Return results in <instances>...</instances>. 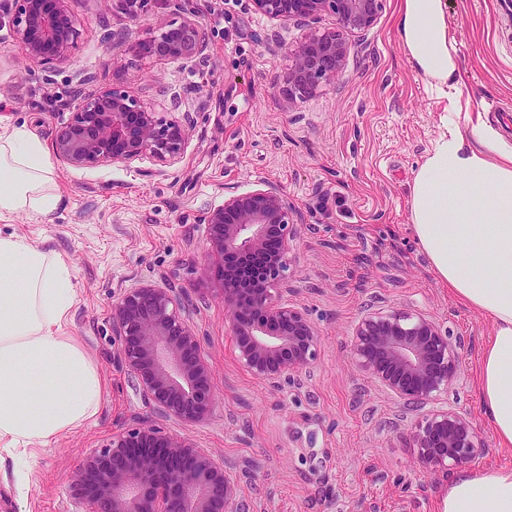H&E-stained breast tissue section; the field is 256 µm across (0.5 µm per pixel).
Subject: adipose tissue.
<instances>
[{
	"label": "adipose tissue",
	"instance_id": "1",
	"mask_svg": "<svg viewBox=\"0 0 512 512\" xmlns=\"http://www.w3.org/2000/svg\"><path fill=\"white\" fill-rule=\"evenodd\" d=\"M416 73L444 92L460 64L443 0H401L395 21ZM449 127L418 166L409 191L415 239L437 281L489 318L478 367L482 411L502 448L512 447V145L490 124ZM62 201L44 142L26 127L0 131V222L50 217ZM76 291L62 253L20 234L0 235V446L18 451V488L29 482L28 448L94 418L104 392L87 351L67 334ZM443 512H512V468L463 467L448 479Z\"/></svg>",
	"mask_w": 512,
	"mask_h": 512
}]
</instances>
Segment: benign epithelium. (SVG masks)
I'll list each match as a JSON object with an SVG mask.
<instances>
[{"instance_id":"benign-epithelium-1","label":"benign epithelium","mask_w":512,"mask_h":512,"mask_svg":"<svg viewBox=\"0 0 512 512\" xmlns=\"http://www.w3.org/2000/svg\"><path fill=\"white\" fill-rule=\"evenodd\" d=\"M70 0H10L8 17L15 40L30 60L45 69L65 62L80 37ZM112 10L137 23L146 0H110ZM254 11L272 20H316L324 14L334 27L310 30L285 47L290 64L281 92L288 102L304 101L336 84L346 64L350 39L372 28L385 0H251ZM112 50L142 60L201 58L207 50L201 25L161 14L155 30L140 39L129 27L107 35ZM191 121H167L119 84L79 94L56 132V158L75 168L114 165L151 157L178 159ZM298 210L273 185L224 196L201 222L209 225L211 250L243 262L275 248L255 270L252 286H239L235 265H224L222 294L235 339L238 363L271 383L302 370L318 341L307 315L277 299L288 278V253L297 234ZM120 356L153 410L193 421L205 411L206 379L199 338L182 315L179 296L151 285L133 288L112 305ZM465 341H450L432 320L404 308L373 312L357 324L350 342L354 371L381 383L411 408L448 392L462 375ZM413 448L430 472H445L476 460L485 444L470 418L452 409H432L411 426ZM71 495L93 512H241L232 505L224 468L201 448L166 436L152 426L112 437L83 460L70 484Z\"/></svg>"}]
</instances>
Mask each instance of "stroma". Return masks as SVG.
<instances>
[{"mask_svg": "<svg viewBox=\"0 0 512 512\" xmlns=\"http://www.w3.org/2000/svg\"><path fill=\"white\" fill-rule=\"evenodd\" d=\"M400 0H386L338 82L294 104L273 85L287 72L285 45L300 27L256 13L249 0H188L202 22L205 58L145 63L113 52L109 30L128 25L108 0H72L81 35L69 60L45 71L14 39L0 7V129L27 127L52 143L75 90L114 83L167 120L190 119L176 164L145 157L75 169L54 162L62 203L49 218L16 216L18 233L67 255L76 303L69 336L105 380L96 417L50 445L29 449L19 494L11 451L0 447V512H92L70 483L87 456L139 424L185 437L223 465L247 512H443L448 476L417 462L412 414L390 391L355 373L348 341L370 309L405 307L464 337V374L439 400L467 414L485 448L477 469L512 467L477 394V363L492 322L459 305L433 275L409 220L413 173L443 132L442 117L483 118L512 142V7L504 0H446L460 86L432 92L399 43ZM279 186L302 220L279 300L301 308L319 336L299 373L270 384L234 354L209 227L199 221L230 191ZM146 284L171 288L201 339L212 402L186 423L154 413L119 358L112 304Z\"/></svg>", "mask_w": 512, "mask_h": 512, "instance_id": "obj_1", "label": "stroma"}]
</instances>
